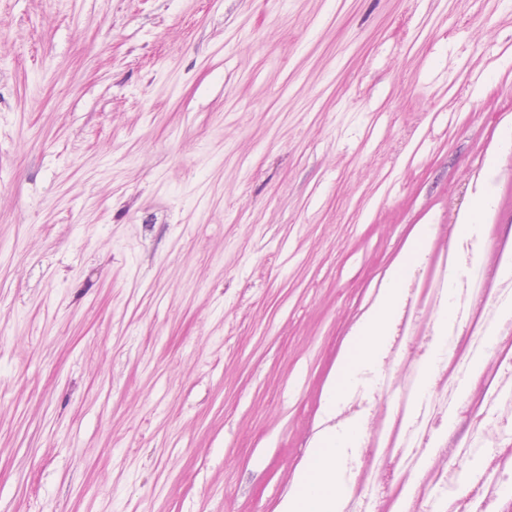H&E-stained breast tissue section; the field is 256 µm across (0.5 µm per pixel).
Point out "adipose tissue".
Returning <instances> with one entry per match:
<instances>
[{
  "instance_id": "adipose-tissue-1",
  "label": "adipose tissue",
  "mask_w": 512,
  "mask_h": 512,
  "mask_svg": "<svg viewBox=\"0 0 512 512\" xmlns=\"http://www.w3.org/2000/svg\"><path fill=\"white\" fill-rule=\"evenodd\" d=\"M399 297V289H389L379 310L353 336L338 367L328 397L329 408H336L346 392L358 386L362 374L376 363L379 352L388 343L390 316ZM360 430V425L350 424L327 431L316 441L284 512H342L348 495L343 464L356 450Z\"/></svg>"
}]
</instances>
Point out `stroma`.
Returning a JSON list of instances; mask_svg holds the SVG:
<instances>
[{"label":"stroma","instance_id":"stroma-1","mask_svg":"<svg viewBox=\"0 0 512 512\" xmlns=\"http://www.w3.org/2000/svg\"><path fill=\"white\" fill-rule=\"evenodd\" d=\"M509 48L512 0H0V512H282L395 270L512 236Z\"/></svg>","mask_w":512,"mask_h":512}]
</instances>
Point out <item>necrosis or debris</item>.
<instances>
[{"instance_id":"1","label":"necrosis or debris","mask_w":512,"mask_h":512,"mask_svg":"<svg viewBox=\"0 0 512 512\" xmlns=\"http://www.w3.org/2000/svg\"><path fill=\"white\" fill-rule=\"evenodd\" d=\"M454 265L453 302L468 311L462 331H449L447 346L435 364L431 397L419 396L411 372L399 361L414 362L436 334L435 314L441 308L445 279L430 283V267H420L408 286L403 320L386 357L393 370L386 389L397 390L399 405L375 411L372 402L344 403L337 420L362 416L366 430L361 452L351 462V505L355 512H512V316L485 306L471 288L469 245L448 243ZM493 327L501 348L491 370L477 388L463 394L460 376L450 366L463 362L474 333ZM471 432L469 440L448 432L449 406ZM468 446L478 469L465 496H457L461 446Z\"/></svg>"}]
</instances>
